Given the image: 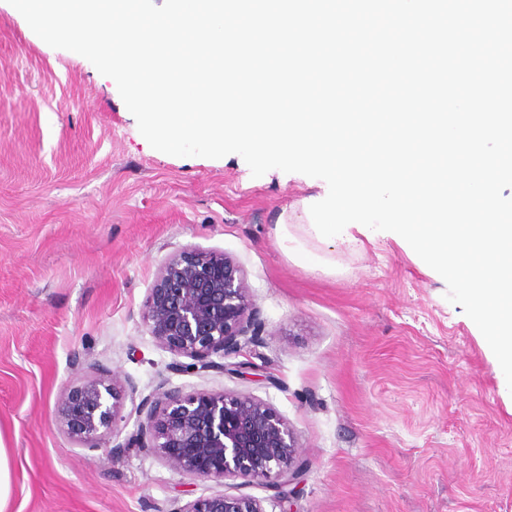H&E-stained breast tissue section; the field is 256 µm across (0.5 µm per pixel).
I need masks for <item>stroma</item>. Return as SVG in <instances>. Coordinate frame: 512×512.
<instances>
[{
    "instance_id": "obj_1",
    "label": "stroma",
    "mask_w": 512,
    "mask_h": 512,
    "mask_svg": "<svg viewBox=\"0 0 512 512\" xmlns=\"http://www.w3.org/2000/svg\"><path fill=\"white\" fill-rule=\"evenodd\" d=\"M312 178L152 148L118 89L0 0V441L8 512H169L215 492L152 453L69 437L62 393L97 363L142 394H247L287 420L298 512H512V402L447 285L390 236L337 243L335 272L288 259L275 226ZM243 268L261 340L183 372L142 319L167 259Z\"/></svg>"
}]
</instances>
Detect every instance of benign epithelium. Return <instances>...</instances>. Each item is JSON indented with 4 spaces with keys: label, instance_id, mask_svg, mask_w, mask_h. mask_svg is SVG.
<instances>
[{
    "label": "benign epithelium",
    "instance_id": "7a95c632",
    "mask_svg": "<svg viewBox=\"0 0 512 512\" xmlns=\"http://www.w3.org/2000/svg\"><path fill=\"white\" fill-rule=\"evenodd\" d=\"M142 318L157 344L187 363L186 370H222L214 360L259 342L260 321L242 268L224 254L188 249L166 261L144 302ZM130 378L90 376L58 402L63 430L98 449L115 435L121 406L136 400ZM137 431L112 446L119 456L142 448L190 480H261L274 490L280 512H296L288 487L301 477L297 441L288 422L263 400L224 391L184 393L165 379L135 407ZM170 512H265L260 500L216 491L173 501Z\"/></svg>",
    "mask_w": 512,
    "mask_h": 512
}]
</instances>
